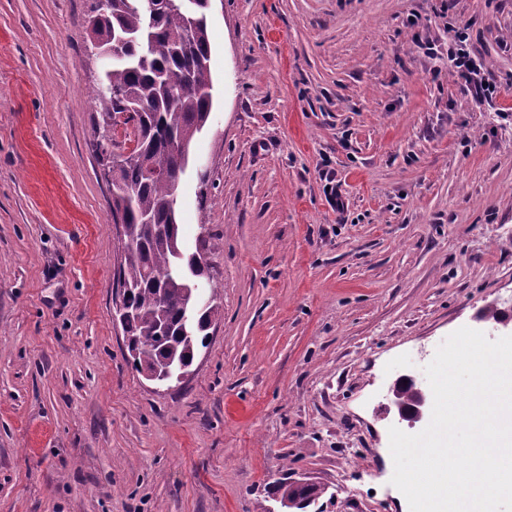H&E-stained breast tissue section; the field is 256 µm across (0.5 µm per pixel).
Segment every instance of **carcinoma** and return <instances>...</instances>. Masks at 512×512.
<instances>
[{
	"label": "carcinoma",
	"instance_id": "1",
	"mask_svg": "<svg viewBox=\"0 0 512 512\" xmlns=\"http://www.w3.org/2000/svg\"><path fill=\"white\" fill-rule=\"evenodd\" d=\"M94 15L91 44L98 56L118 38L125 44L124 57L104 65L92 100L103 116L133 109L138 128L129 159L111 156L109 147L96 141L101 165L118 170L112 221L122 225L127 252L117 281L133 288L134 310L123 332L138 346L136 368H177L207 347L210 326L220 314L212 300L196 303L180 280L156 279L177 264L193 265L203 275L210 266L201 252L183 253L177 220L178 171L214 105L207 15L186 0H159L153 19L136 0H93L87 17Z\"/></svg>",
	"mask_w": 512,
	"mask_h": 512
}]
</instances>
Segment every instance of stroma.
<instances>
[{"label": "stroma", "mask_w": 512, "mask_h": 512, "mask_svg": "<svg viewBox=\"0 0 512 512\" xmlns=\"http://www.w3.org/2000/svg\"><path fill=\"white\" fill-rule=\"evenodd\" d=\"M88 4L0 0V512H269L305 476L309 512H409L384 394L512 303V0H213L179 222L222 311L160 393L112 317ZM452 39L458 48L453 57L454 67L458 81L467 93L475 100H493L496 95V86L480 76L482 62L471 56L467 49L468 35L463 31H455Z\"/></svg>", "instance_id": "1"}]
</instances>
